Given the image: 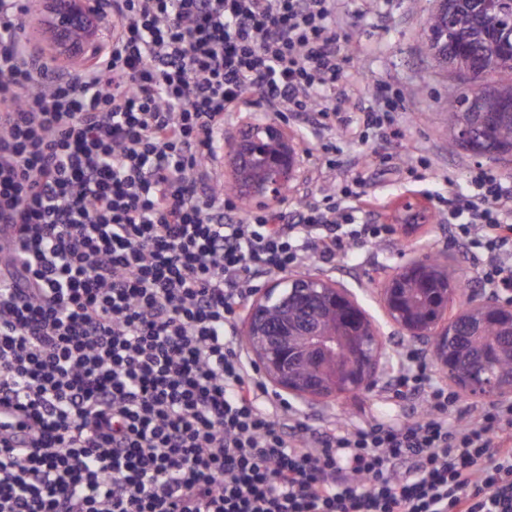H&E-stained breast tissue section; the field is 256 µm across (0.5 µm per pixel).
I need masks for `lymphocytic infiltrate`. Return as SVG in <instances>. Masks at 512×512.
Returning a JSON list of instances; mask_svg holds the SVG:
<instances>
[{"mask_svg": "<svg viewBox=\"0 0 512 512\" xmlns=\"http://www.w3.org/2000/svg\"><path fill=\"white\" fill-rule=\"evenodd\" d=\"M108 41L59 64L0 0V512H512V400L459 410L422 354L397 425L317 428L269 392L240 309L274 272L387 228L343 187L242 213L211 177L225 123L326 126L347 97L336 0H105ZM402 138L400 94L368 88ZM448 198L454 245L512 291V186Z\"/></svg>", "mask_w": 512, "mask_h": 512, "instance_id": "lymphocytic-infiltrate-1", "label": "lymphocytic infiltrate"}]
</instances>
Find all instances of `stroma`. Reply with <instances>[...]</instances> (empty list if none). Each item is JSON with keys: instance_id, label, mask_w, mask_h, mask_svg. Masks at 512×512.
<instances>
[{"instance_id": "1", "label": "stroma", "mask_w": 512, "mask_h": 512, "mask_svg": "<svg viewBox=\"0 0 512 512\" xmlns=\"http://www.w3.org/2000/svg\"><path fill=\"white\" fill-rule=\"evenodd\" d=\"M432 0H340L338 12L350 37L347 69L362 84L383 81L400 90L405 114V139L385 148L368 137L366 114L362 111L337 113L330 129L291 119L284 130L295 146L299 165L290 182L292 196L303 191L315 193L338 181L326 161L347 167L350 177L365 178L369 190L381 200L377 211L360 214V221L388 224L391 239L380 246L354 245L335 263H312L309 274L347 288L378 333L381 359L376 382L367 391L354 390L323 399L300 398L278 385L270 390L297 407L301 417L321 427L373 422L396 424L405 420L410 402L393 397L387 384L399 344L418 348L431 374L441 383L449 378L433 351V342L399 332L389 317L383 299V283L412 258L444 254L458 268L464 287L455 310L471 308L488 290L477 282L478 267L472 256L448 241V226L442 213L443 198L450 192H467L469 171L482 165L500 172L512 182V160H492L471 154L448 138L441 107L450 79L435 63L418 52ZM429 152L432 172L418 179L408 171L412 152ZM452 173L446 183L444 173Z\"/></svg>"}]
</instances>
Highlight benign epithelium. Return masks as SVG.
<instances>
[{"instance_id": "7a95c632", "label": "benign epithelium", "mask_w": 512, "mask_h": 512, "mask_svg": "<svg viewBox=\"0 0 512 512\" xmlns=\"http://www.w3.org/2000/svg\"><path fill=\"white\" fill-rule=\"evenodd\" d=\"M46 8L51 15V28L54 33L61 36L75 24H81V41L75 44L79 50L84 51L92 45V29L90 18L94 16L91 0H44ZM436 65L454 78L470 83L474 91L469 94L470 110L466 118L458 125L455 135L459 143L473 152L481 151L476 146V138L482 137L491 142L490 133L501 113L512 112V100L502 96L492 102L486 100L484 93V80L489 72L480 61L460 68L444 54L436 58ZM251 133L248 141L238 142L234 148L233 164L238 166L248 158L249 153L261 155L269 171L268 180L255 191L260 197L270 200L280 198L281 187L293 177L298 165V155L292 142L288 139L282 127L275 123L253 124L249 127ZM416 273L420 283L425 288L426 298L431 314L417 321L410 317L403 305V298L399 288L392 282L383 286L384 302L392 321L409 336H431L435 340H442L450 332V324L442 322L448 303L453 301L459 289L448 283L445 277L438 278L426 268L424 260H414L408 263L401 273ZM279 283L275 282L251 304L247 318V335L251 336V347L259 359L265 373L279 386L300 396L318 398L325 394L321 378L313 380L312 384L302 391L291 388L288 384V367L294 360L293 353L282 343V337L288 335L289 325L279 323L275 326L267 322L266 314L270 303L276 297ZM290 295L305 300L306 311L321 304L339 307L352 321H359L362 315L359 305L354 301L346 289L327 280L306 277L302 284L290 290ZM472 316L474 330H479L482 324L495 320L501 324L507 334L512 335V296L502 299L497 295H490L469 310ZM303 332L312 340L310 356L317 360L335 352L336 339L322 329L315 319L309 317L302 323ZM368 344L365 348L366 358L363 364L355 369L351 381L345 390H355L373 381L374 365L380 356V345L377 344V333L374 329L368 331ZM448 375L466 384V389L473 393L487 396H500L512 393V385L499 381L497 376L488 368V360L464 371H458L450 365H445Z\"/></svg>"}]
</instances>
